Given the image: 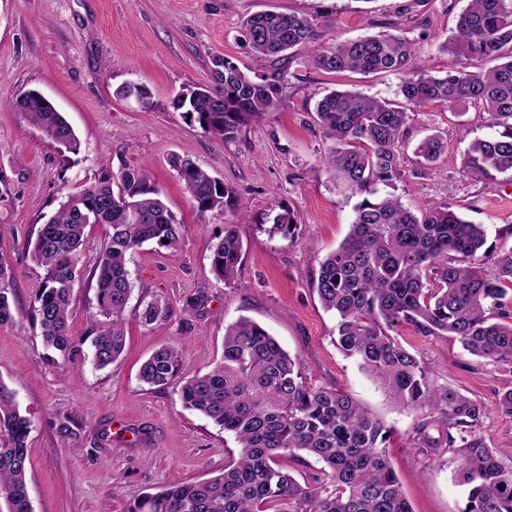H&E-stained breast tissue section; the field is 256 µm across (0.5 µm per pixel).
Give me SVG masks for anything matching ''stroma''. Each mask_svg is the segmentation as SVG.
<instances>
[{
	"instance_id": "stroma-1",
	"label": "stroma",
	"mask_w": 512,
	"mask_h": 512,
	"mask_svg": "<svg viewBox=\"0 0 512 512\" xmlns=\"http://www.w3.org/2000/svg\"><path fill=\"white\" fill-rule=\"evenodd\" d=\"M405 0H0V263L15 277L12 323L0 325V381L16 393L30 433L28 489L33 512H129L135 501L174 482L223 471L231 435L185 409L173 388L143 384L139 370L159 346L178 345L182 372L191 377L220 361L224 328L245 316L259 323L308 380L337 387L367 406L393 430L390 459L412 512H461L466 491L451 451L418 454L410 445L427 411L405 408L354 360L336 348V318L321 305L312 281L320 261L347 237L354 197L323 168L330 143L313 121L325 89L396 99L399 74L336 75L293 62L282 104L224 142L174 110L182 89L207 84L211 60L223 55L262 70L242 35L243 18L258 12H299L333 28L325 48L400 27L419 46L417 64L445 70L438 50L468 0H426L418 18L399 16ZM147 87L154 105L142 110L120 98L126 83ZM36 90L67 119L79 154L61 152L32 126L16 101ZM441 132L447 149L437 168L411 174L414 151ZM481 112L462 116L430 106L410 110L400 152L407 176L399 193L420 211L452 203L483 225L490 256L512 248V177L491 184L462 165L469 140L491 136ZM192 157L233 188L238 209L199 211L190 201L171 155ZM141 168L162 192L182 226L177 252L147 243L128 258L134 290L127 304L121 357L94 368V269L105 230L88 228L79 251L82 276L70 304V332L81 342L69 357L45 349L32 312L43 271L31 259L37 232L66 193L93 182L102 166ZM295 212V238H271L254 219L276 203ZM236 224L243 256L236 280L224 284L210 270L213 246ZM160 298L171 311L145 323L142 302ZM396 339L426 367L433 382L481 400L490 412L481 432L505 466H512V418L494 406L512 389V370L470 356L448 336L400 327Z\"/></svg>"
}]
</instances>
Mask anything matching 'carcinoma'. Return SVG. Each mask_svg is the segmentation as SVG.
<instances>
[{
    "mask_svg": "<svg viewBox=\"0 0 512 512\" xmlns=\"http://www.w3.org/2000/svg\"><path fill=\"white\" fill-rule=\"evenodd\" d=\"M241 31L254 55L268 63L258 74L234 59H212L210 84L172 100L226 142L281 103L285 67L322 36V24L301 13L260 12ZM448 69L433 74L416 66L417 48L399 32L338 41L308 55L327 73L403 75V104L358 91L328 89L315 105V123L331 146L324 167L358 198L346 239L319 262L312 282L323 307L337 317L336 342L360 370L406 408H426L413 448L431 456L455 452L457 478L466 488L461 512H512V467L504 466L479 433L489 409L459 391L434 384L427 369L392 332L403 324L424 335L452 336L468 354L512 367V249L485 266L483 225L450 203L416 213L398 194L405 180L399 144L407 107L435 106L454 112L473 106L487 115L495 134L472 140L463 166L476 180L512 174V0H469L455 34L439 46ZM145 109L148 89L127 83L118 94ZM30 122L59 148L79 153L80 143L49 101L27 95L17 101ZM445 150L438 133L416 147L415 177L433 169ZM198 210L231 208L235 192L189 156L169 159ZM296 216L283 203L257 221L270 237L291 239ZM108 226L96 279L97 313L103 317L92 341V363L104 369L124 349L122 324L133 282L127 255L146 243L176 251V222L145 173L127 163L83 190L64 196L42 224L32 260L43 269L33 312L46 347L63 354L80 350L69 334L70 300L86 229ZM243 245L237 225H224L211 270L235 281ZM14 281L0 264V324L13 319ZM167 303L144 304L141 319L168 316ZM140 380L174 386L181 403L233 436L236 451L224 471L206 480L170 485L137 500L129 512H412L389 460L392 430L350 394L310 383L303 364L258 323L241 317L224 328L222 360L209 372L181 373L179 349L163 344L141 365ZM32 422L16 394L0 382V512H33L26 470ZM305 453L322 464L300 482L285 459Z\"/></svg>",
    "mask_w": 512,
    "mask_h": 512,
    "instance_id": "1",
    "label": "carcinoma"
}]
</instances>
